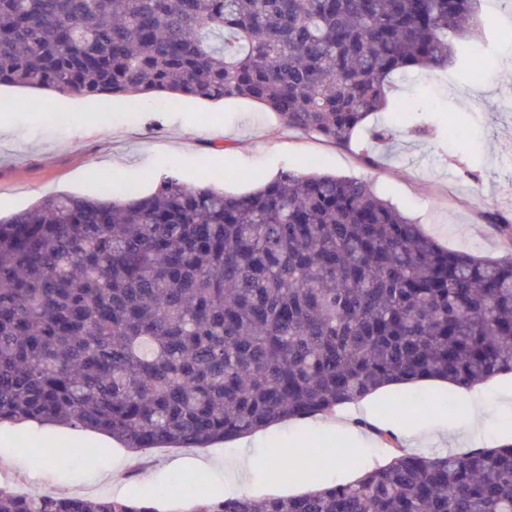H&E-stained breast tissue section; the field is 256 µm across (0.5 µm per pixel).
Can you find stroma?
<instances>
[{
    "label": "stroma",
    "instance_id": "1",
    "mask_svg": "<svg viewBox=\"0 0 512 512\" xmlns=\"http://www.w3.org/2000/svg\"><path fill=\"white\" fill-rule=\"evenodd\" d=\"M477 33L487 80L473 81L468 66L457 62L425 76L398 81L384 112L369 117L351 148L331 145L315 134L286 128L278 116L256 102L231 98L207 101L185 97L158 109L152 98L56 94L0 86V217L31 208L53 194L96 197L104 190L152 193L160 179L177 173L190 186L208 185L241 195L282 170L320 171L364 179L384 199L421 224L442 246L496 259L512 241L480 216L482 207L512 215V0H481ZM19 101L30 102L25 111ZM44 119H37V112ZM66 115L65 123L53 114ZM393 131L392 144L375 141L373 128ZM377 159L369 166L361 158ZM403 392L377 400L376 434L358 425L359 439L337 435L323 417L295 420L255 434L250 450L257 466L245 483L251 495L303 493L300 485L280 486V474L267 464L269 445L281 449L304 443L326 449L309 473L311 484L346 483L362 469L384 466L390 456L379 432L410 425L428 435L455 433L465 407L448 413L437 405L410 413ZM483 412L469 440L473 448H495L512 441V377L497 375L482 385ZM89 432L60 427L19 429L0 425V488L27 486L32 494L118 496L151 502L158 512L174 505L157 498L173 475V461L205 456L218 467L185 469L199 493L210 500L237 494L228 471L238 450L235 442L194 448H156L130 459L121 445L101 446L94 458L71 471L48 455L58 446L85 448Z\"/></svg>",
    "mask_w": 512,
    "mask_h": 512
}]
</instances>
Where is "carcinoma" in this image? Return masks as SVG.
<instances>
[{
	"instance_id": "obj_1",
	"label": "carcinoma",
	"mask_w": 512,
	"mask_h": 512,
	"mask_svg": "<svg viewBox=\"0 0 512 512\" xmlns=\"http://www.w3.org/2000/svg\"><path fill=\"white\" fill-rule=\"evenodd\" d=\"M478 0H0V84L244 98L338 147L392 79L462 55ZM512 373V252L442 247L369 182L286 170L243 195L164 176L146 196H48L0 218V423L212 443L394 381ZM295 496H162L187 512H512V442L418 453ZM86 448L53 457L70 468ZM281 470L296 460L267 448ZM0 512H158L0 488Z\"/></svg>"
}]
</instances>
